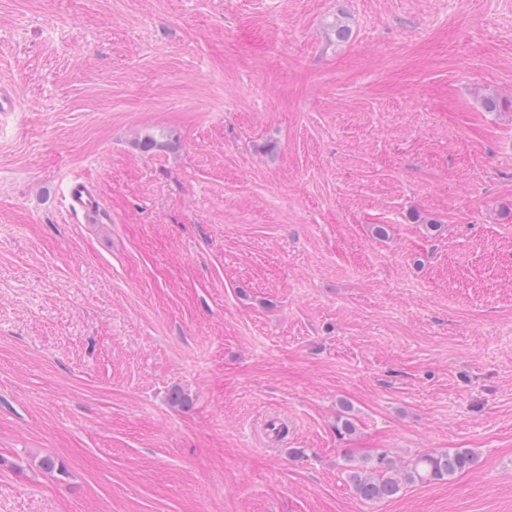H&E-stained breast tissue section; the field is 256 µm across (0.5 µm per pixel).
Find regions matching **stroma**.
I'll return each mask as SVG.
<instances>
[{
  "instance_id": "35a3bbf8",
  "label": "stroma",
  "mask_w": 512,
  "mask_h": 512,
  "mask_svg": "<svg viewBox=\"0 0 512 512\" xmlns=\"http://www.w3.org/2000/svg\"><path fill=\"white\" fill-rule=\"evenodd\" d=\"M0 86V512H512V0H0ZM63 196L64 211L76 222L98 223L102 219V208L87 178H69ZM354 462L349 459L346 465L349 484L360 499L376 502L396 495L404 485L453 477L472 468L476 455L469 448H450L418 455L403 468L387 452Z\"/></svg>"
}]
</instances>
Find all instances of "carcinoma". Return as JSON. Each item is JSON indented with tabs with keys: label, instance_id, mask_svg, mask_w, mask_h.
<instances>
[{
	"label": "carcinoma",
	"instance_id": "1",
	"mask_svg": "<svg viewBox=\"0 0 512 512\" xmlns=\"http://www.w3.org/2000/svg\"><path fill=\"white\" fill-rule=\"evenodd\" d=\"M475 463L476 455L469 448L421 454L403 468L388 453L380 452L359 463L348 460L346 473L359 498L376 502L396 495L405 485L448 479Z\"/></svg>",
	"mask_w": 512,
	"mask_h": 512
}]
</instances>
